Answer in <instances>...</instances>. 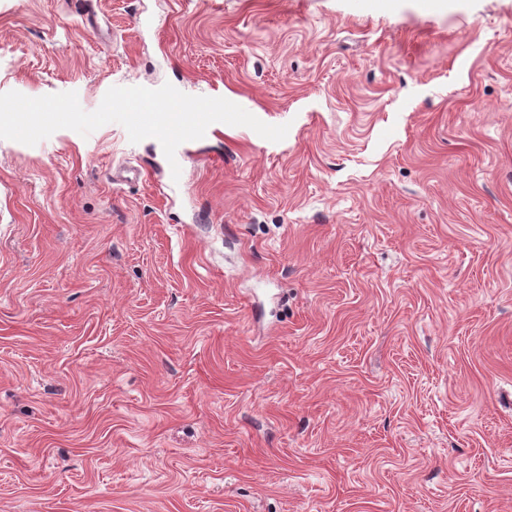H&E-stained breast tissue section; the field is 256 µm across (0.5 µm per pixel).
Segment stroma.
<instances>
[{"mask_svg": "<svg viewBox=\"0 0 512 512\" xmlns=\"http://www.w3.org/2000/svg\"><path fill=\"white\" fill-rule=\"evenodd\" d=\"M167 82L288 134L0 139V512H512V0H0Z\"/></svg>", "mask_w": 512, "mask_h": 512, "instance_id": "35a3bbf8", "label": "stroma"}]
</instances>
